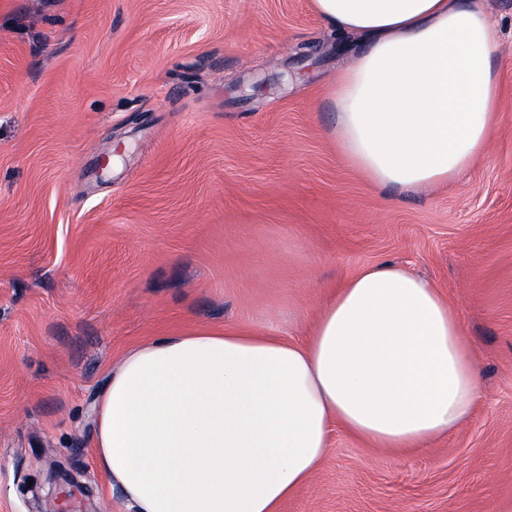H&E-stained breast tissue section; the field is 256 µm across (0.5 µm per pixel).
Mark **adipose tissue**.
Here are the masks:
<instances>
[{"instance_id":"obj_1","label":"adipose tissue","mask_w":512,"mask_h":512,"mask_svg":"<svg viewBox=\"0 0 512 512\" xmlns=\"http://www.w3.org/2000/svg\"><path fill=\"white\" fill-rule=\"evenodd\" d=\"M367 47L336 78V146L379 186L448 183L497 126V30L477 0H312ZM460 318L428 279L366 268L308 339L234 328L127 352L99 400L94 456L129 512H277L309 483L333 427L373 447L456 431L480 396Z\"/></svg>"}]
</instances>
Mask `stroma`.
I'll return each mask as SVG.
<instances>
[{
    "mask_svg": "<svg viewBox=\"0 0 512 512\" xmlns=\"http://www.w3.org/2000/svg\"><path fill=\"white\" fill-rule=\"evenodd\" d=\"M482 3L496 134L409 190L337 151L363 41L338 49L312 0H0V512H37L58 466L128 512L92 455L126 352L191 327L304 342L331 288L389 262L459 313L475 412L422 451L334 429L278 512H512V0Z\"/></svg>",
    "mask_w": 512,
    "mask_h": 512,
    "instance_id": "1",
    "label": "stroma"
}]
</instances>
